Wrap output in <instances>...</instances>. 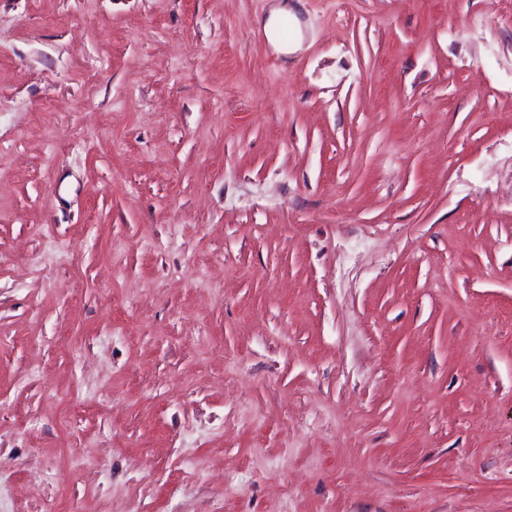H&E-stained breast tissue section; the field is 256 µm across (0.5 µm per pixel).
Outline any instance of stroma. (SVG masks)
<instances>
[{
    "label": "stroma",
    "instance_id": "35a3bbf8",
    "mask_svg": "<svg viewBox=\"0 0 512 512\" xmlns=\"http://www.w3.org/2000/svg\"><path fill=\"white\" fill-rule=\"evenodd\" d=\"M278 2L0 0V512H512V0ZM288 18V9L279 7L273 11L271 18L264 24L267 38L282 51L287 47V44L282 40L280 29L282 22Z\"/></svg>",
    "mask_w": 512,
    "mask_h": 512
}]
</instances>
